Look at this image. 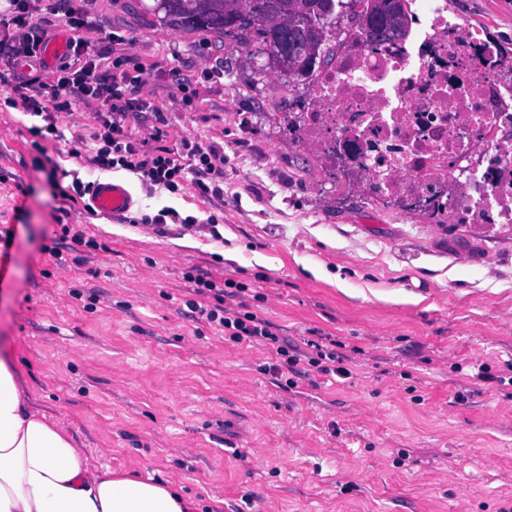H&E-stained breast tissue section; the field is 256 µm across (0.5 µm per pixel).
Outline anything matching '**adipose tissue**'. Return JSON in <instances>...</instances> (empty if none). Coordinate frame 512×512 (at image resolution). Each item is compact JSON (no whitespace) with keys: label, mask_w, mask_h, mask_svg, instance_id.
<instances>
[{"label":"adipose tissue","mask_w":512,"mask_h":512,"mask_svg":"<svg viewBox=\"0 0 512 512\" xmlns=\"http://www.w3.org/2000/svg\"><path fill=\"white\" fill-rule=\"evenodd\" d=\"M171 485L98 467L72 434L32 408L0 356V512H193Z\"/></svg>","instance_id":"adipose-tissue-1"}]
</instances>
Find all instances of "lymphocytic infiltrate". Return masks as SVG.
<instances>
[{
  "mask_svg": "<svg viewBox=\"0 0 512 512\" xmlns=\"http://www.w3.org/2000/svg\"><path fill=\"white\" fill-rule=\"evenodd\" d=\"M7 2L6 12H0V47H8L13 57L27 63L37 58L48 41V31L40 25L46 12L63 13V23L71 32L69 55L60 60L50 80L20 72L7 83L12 107L41 118L46 132L54 135L58 114L73 111L83 102L101 101L106 109L97 113L98 127L92 135V162L98 169L132 171L149 185L172 193L191 183L202 196L223 194V156L187 140L177 152L162 147L164 117L140 94L142 70L126 53L129 37L110 34L112 55L107 58L92 53L89 22L80 14L62 12L59 0ZM146 112L152 113L154 125L145 133L133 132L130 119ZM184 278L192 283L194 292L185 302L189 317L219 329L225 343L263 347L272 360L271 370L284 377L286 386H294L298 377L314 374L348 377L342 355L320 344L310 351L300 350L281 338L272 322L249 311L244 284L229 278L219 284L198 269L185 272Z\"/></svg>",
  "mask_w": 512,
  "mask_h": 512,
  "instance_id": "obj_1",
  "label": "lymphocytic infiltrate"
}]
</instances>
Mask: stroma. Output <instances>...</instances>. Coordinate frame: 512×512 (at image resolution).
Wrapping results in <instances>:
<instances>
[{
    "instance_id": "stroma-1",
    "label": "stroma",
    "mask_w": 512,
    "mask_h": 512,
    "mask_svg": "<svg viewBox=\"0 0 512 512\" xmlns=\"http://www.w3.org/2000/svg\"><path fill=\"white\" fill-rule=\"evenodd\" d=\"M446 2L512 60V0ZM62 4L133 38L163 146L213 147L224 194L96 169L99 101L59 114L54 141L0 90V354L31 405L97 465L175 483L198 512H512V386L494 381L512 375V227L435 230L318 175L287 127L309 84L261 72L235 32L166 25L154 0ZM205 69L183 105L182 79ZM76 177L123 182L129 210L56 195ZM166 207L197 227L153 224ZM65 226L100 250L56 249ZM192 267L265 294L252 311L297 344H341L350 378L283 388L263 349L187 317Z\"/></svg>"
}]
</instances>
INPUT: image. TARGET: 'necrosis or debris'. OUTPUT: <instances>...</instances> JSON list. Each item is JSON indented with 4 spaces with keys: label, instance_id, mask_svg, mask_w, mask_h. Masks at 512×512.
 <instances>
[{
    "label": "necrosis or debris",
    "instance_id": "4bbe7bcc",
    "mask_svg": "<svg viewBox=\"0 0 512 512\" xmlns=\"http://www.w3.org/2000/svg\"><path fill=\"white\" fill-rule=\"evenodd\" d=\"M511 66L429 0L394 42L352 34L288 124L318 172L400 218L512 224V97L497 80Z\"/></svg>",
    "mask_w": 512,
    "mask_h": 512
}]
</instances>
